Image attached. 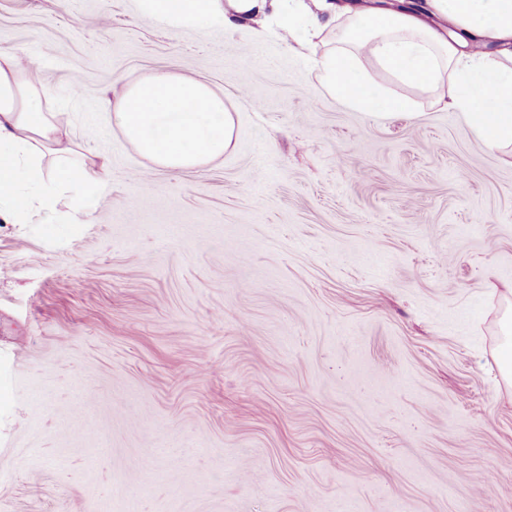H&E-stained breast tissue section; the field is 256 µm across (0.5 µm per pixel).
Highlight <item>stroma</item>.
<instances>
[{
	"label": "stroma",
	"instance_id": "1",
	"mask_svg": "<svg viewBox=\"0 0 512 512\" xmlns=\"http://www.w3.org/2000/svg\"><path fill=\"white\" fill-rule=\"evenodd\" d=\"M1 50L108 191L0 223V512H512V163L456 112L377 70L419 115L368 117L319 50L134 0H0ZM160 71L223 93L224 158L113 130ZM506 302V309L500 323V333L504 336L499 347V367L504 381L512 383V289L502 294Z\"/></svg>",
	"mask_w": 512,
	"mask_h": 512
}]
</instances>
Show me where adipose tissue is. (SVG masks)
<instances>
[{
    "label": "adipose tissue",
    "instance_id": "1",
    "mask_svg": "<svg viewBox=\"0 0 512 512\" xmlns=\"http://www.w3.org/2000/svg\"><path fill=\"white\" fill-rule=\"evenodd\" d=\"M450 27L440 32L413 8L358 0H137L140 13L170 30L211 27L261 36L275 20L297 48L325 36L316 79L329 96L367 116L413 114V99L372 77L436 94L492 152L512 158V0H427ZM112 127L154 167L194 169L223 158L235 124L207 83L157 72L124 86ZM58 136L37 67L0 52V219L23 224L31 211L58 221V205L89 214L107 187L94 161L75 160Z\"/></svg>",
    "mask_w": 512,
    "mask_h": 512
}]
</instances>
